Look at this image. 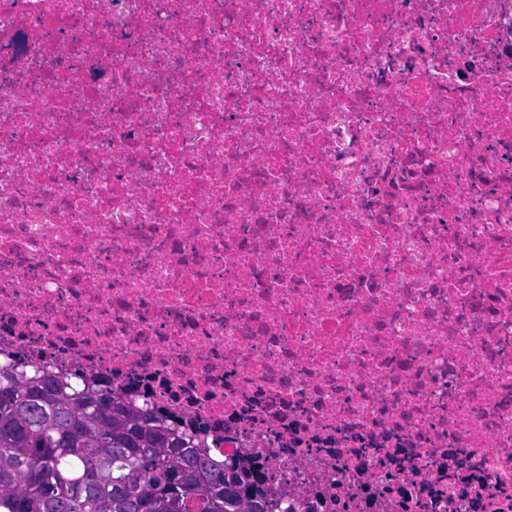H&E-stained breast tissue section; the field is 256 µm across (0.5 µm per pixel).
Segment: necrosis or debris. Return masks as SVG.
<instances>
[{
    "instance_id": "obj_1",
    "label": "necrosis or debris",
    "mask_w": 512,
    "mask_h": 512,
    "mask_svg": "<svg viewBox=\"0 0 512 512\" xmlns=\"http://www.w3.org/2000/svg\"><path fill=\"white\" fill-rule=\"evenodd\" d=\"M0 363L512 512V0H0Z\"/></svg>"
}]
</instances>
